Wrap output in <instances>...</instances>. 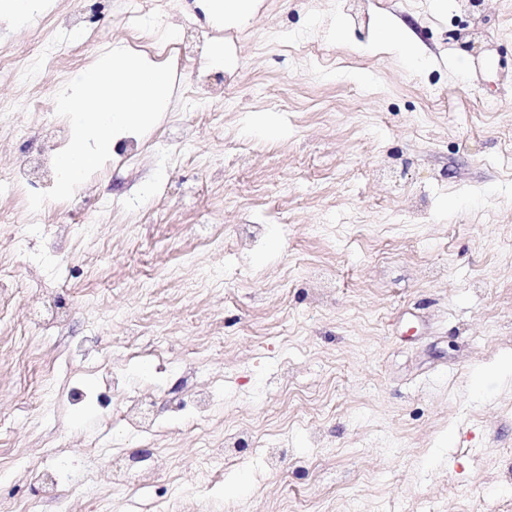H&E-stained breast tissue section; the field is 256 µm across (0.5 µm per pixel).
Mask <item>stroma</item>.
I'll return each mask as SVG.
<instances>
[{
    "mask_svg": "<svg viewBox=\"0 0 512 512\" xmlns=\"http://www.w3.org/2000/svg\"><path fill=\"white\" fill-rule=\"evenodd\" d=\"M254 0L252 14L199 47L212 0H165L162 33L209 75L174 74L152 140L195 127L187 156L111 155L100 194L82 198L93 234L53 253L28 202L0 193L24 238L0 243L15 269L0 320V500H42L45 512H144L203 495L204 512H497L512 499V0ZM41 24L0 27V56L63 39L62 18L94 12L91 57L126 47L129 0H50ZM408 26L416 61L380 46L383 19ZM344 38H336L337 25ZM323 56L303 60L300 42ZM66 82H0L12 122L36 127ZM237 99L223 123L201 114L207 87ZM37 94L42 109L20 101ZM264 112L272 127L253 124ZM249 150L247 161L237 147ZM212 190L187 198L189 188ZM224 245L201 250L200 229ZM111 244L100 266L88 252ZM224 274L225 286L174 305L144 304L141 273L178 264ZM54 285L33 294L30 276ZM65 303L64 333L19 338L32 308ZM202 355L218 412L159 410L157 435L103 426L97 400L120 409L132 391L184 399L183 361ZM123 364L106 390L101 360ZM240 428L234 462L201 483L204 438ZM130 454L162 455L165 476L133 497L110 470ZM276 452L277 469L267 455ZM56 474L57 499L39 479Z\"/></svg>",
    "mask_w": 512,
    "mask_h": 512,
    "instance_id": "obj_1",
    "label": "stroma"
}]
</instances>
